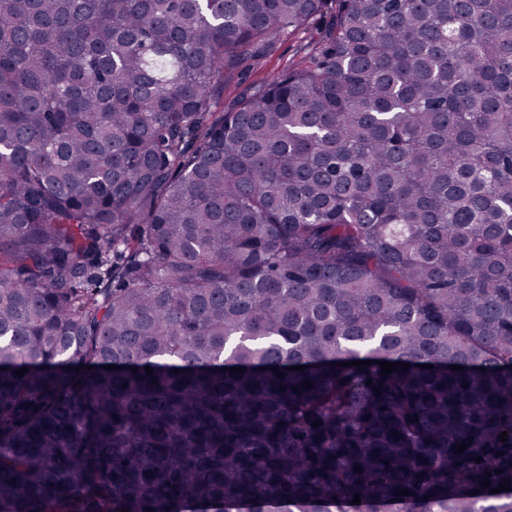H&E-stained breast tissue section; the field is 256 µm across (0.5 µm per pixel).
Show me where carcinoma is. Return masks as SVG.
I'll return each instance as SVG.
<instances>
[{
    "mask_svg": "<svg viewBox=\"0 0 512 512\" xmlns=\"http://www.w3.org/2000/svg\"><path fill=\"white\" fill-rule=\"evenodd\" d=\"M507 478L512 0H0V512H512ZM303 43L299 39L284 38L265 53L258 65L243 66L238 78L224 90V105L232 101L242 88L263 82L279 72L289 60L298 55Z\"/></svg>",
    "mask_w": 512,
    "mask_h": 512,
    "instance_id": "carcinoma-1",
    "label": "carcinoma"
}]
</instances>
